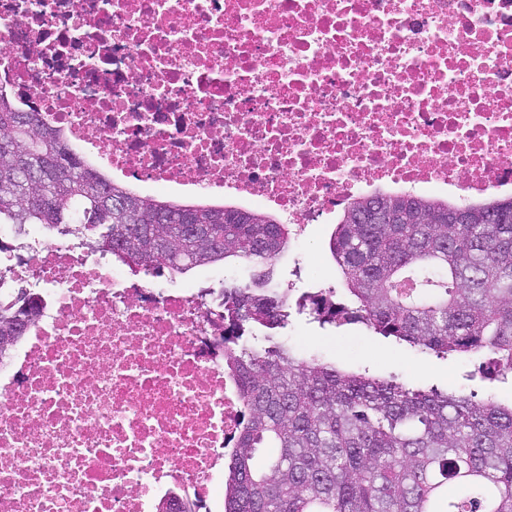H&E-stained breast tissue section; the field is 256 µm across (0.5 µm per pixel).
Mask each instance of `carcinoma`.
Masks as SVG:
<instances>
[{"label": "carcinoma", "mask_w": 512, "mask_h": 512, "mask_svg": "<svg viewBox=\"0 0 512 512\" xmlns=\"http://www.w3.org/2000/svg\"><path fill=\"white\" fill-rule=\"evenodd\" d=\"M0 224H40L134 270L184 274L237 261L260 271L224 286V373L242 428L224 468V512H512V397L479 398L392 373L298 354L275 330L309 312L320 326L361 324L412 350L485 359L512 378V197L458 207L379 194L354 202L329 251L343 296L291 300L275 288L288 225L273 216L140 196L87 166L36 110L0 89ZM20 165L39 178L22 183ZM120 203L115 207L113 202ZM382 212L392 223L362 224ZM415 288L401 297L396 280ZM31 293L0 296V358L13 325L35 322ZM276 453L263 466L258 452Z\"/></svg>", "instance_id": "obj_1"}]
</instances>
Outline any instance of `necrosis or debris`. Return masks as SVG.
Listing matches in <instances>:
<instances>
[{"instance_id": "1", "label": "necrosis or debris", "mask_w": 512, "mask_h": 512, "mask_svg": "<svg viewBox=\"0 0 512 512\" xmlns=\"http://www.w3.org/2000/svg\"><path fill=\"white\" fill-rule=\"evenodd\" d=\"M0 87L87 164L269 210L512 190V0H0ZM39 312L0 362V512H207L242 422L205 294L31 237Z\"/></svg>"}]
</instances>
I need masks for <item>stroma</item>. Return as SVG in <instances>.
<instances>
[{"mask_svg": "<svg viewBox=\"0 0 512 512\" xmlns=\"http://www.w3.org/2000/svg\"><path fill=\"white\" fill-rule=\"evenodd\" d=\"M331 225L312 224L300 246L286 249L277 259L280 288L292 296L311 289L340 288L336 266L328 250ZM281 339L303 353L316 352L331 360L394 371L420 383H438L451 388H466L479 393L497 390L501 395L512 394L511 385H492L478 379L479 358L440 360L434 356L390 343L375 336L362 325L341 328L320 327L306 316H292L288 327L280 332Z\"/></svg>", "mask_w": 512, "mask_h": 512, "instance_id": "obj_1", "label": "stroma"}]
</instances>
